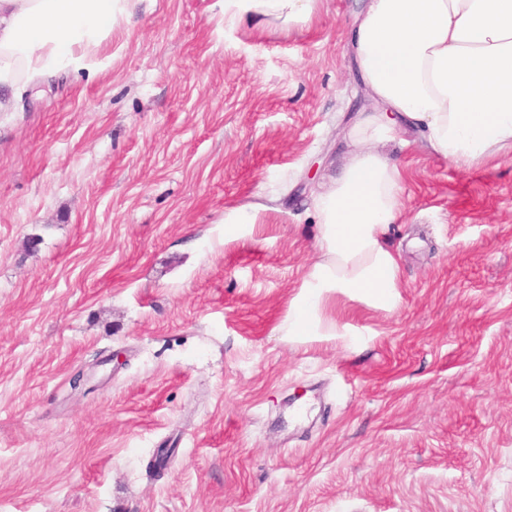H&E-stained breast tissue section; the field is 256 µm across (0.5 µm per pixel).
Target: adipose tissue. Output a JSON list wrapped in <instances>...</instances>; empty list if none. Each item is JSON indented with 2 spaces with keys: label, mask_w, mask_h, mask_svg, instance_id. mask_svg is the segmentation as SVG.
<instances>
[{
  "label": "adipose tissue",
  "mask_w": 512,
  "mask_h": 512,
  "mask_svg": "<svg viewBox=\"0 0 512 512\" xmlns=\"http://www.w3.org/2000/svg\"><path fill=\"white\" fill-rule=\"evenodd\" d=\"M133 0H0V90L81 70L131 17ZM318 0H224V25L309 21ZM360 75L382 109L351 130L336 177L313 199L319 256L302 278L286 336H344L329 310L348 297L393 311L400 271L386 246L404 175L386 152L420 127L435 154L468 168L512 155V0H367L351 31Z\"/></svg>",
  "instance_id": "obj_1"
}]
</instances>
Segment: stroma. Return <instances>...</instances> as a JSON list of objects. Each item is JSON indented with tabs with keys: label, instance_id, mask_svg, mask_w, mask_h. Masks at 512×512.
Instances as JSON below:
<instances>
[{
	"label": "stroma",
	"instance_id": "1",
	"mask_svg": "<svg viewBox=\"0 0 512 512\" xmlns=\"http://www.w3.org/2000/svg\"><path fill=\"white\" fill-rule=\"evenodd\" d=\"M363 3L230 29L136 0L86 69L0 96V512H512V156L397 129L398 308L280 333L311 194L378 109ZM224 239H239L243 224H256L257 214L241 209L230 210L224 217Z\"/></svg>",
	"mask_w": 512,
	"mask_h": 512
}]
</instances>
